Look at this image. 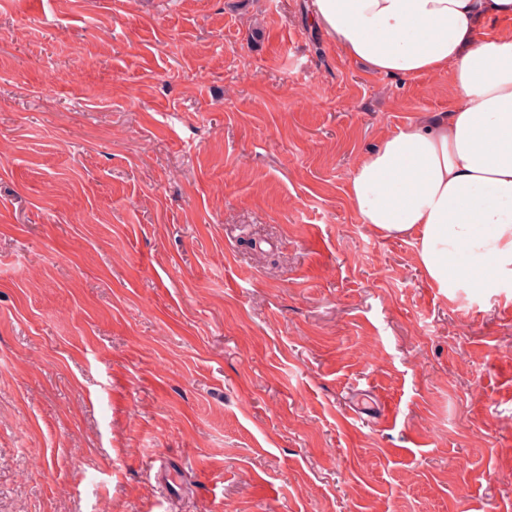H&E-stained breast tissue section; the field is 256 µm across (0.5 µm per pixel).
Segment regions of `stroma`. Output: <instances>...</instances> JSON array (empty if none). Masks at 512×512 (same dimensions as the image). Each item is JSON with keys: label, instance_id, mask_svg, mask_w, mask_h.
I'll use <instances>...</instances> for the list:
<instances>
[{"label": "stroma", "instance_id": "1", "mask_svg": "<svg viewBox=\"0 0 512 512\" xmlns=\"http://www.w3.org/2000/svg\"><path fill=\"white\" fill-rule=\"evenodd\" d=\"M311 14L0 0V512H512V303L347 197L457 92Z\"/></svg>", "mask_w": 512, "mask_h": 512}]
</instances>
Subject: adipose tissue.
Instances as JSON below:
<instances>
[{
    "instance_id": "ef3b65f1",
    "label": "adipose tissue",
    "mask_w": 512,
    "mask_h": 512,
    "mask_svg": "<svg viewBox=\"0 0 512 512\" xmlns=\"http://www.w3.org/2000/svg\"><path fill=\"white\" fill-rule=\"evenodd\" d=\"M350 59L390 76L448 74L459 101L385 137L355 164L347 196L383 236H414L446 297L512 285V0H312Z\"/></svg>"
}]
</instances>
